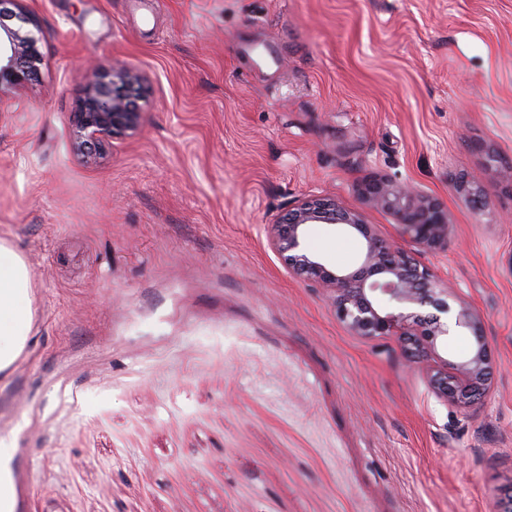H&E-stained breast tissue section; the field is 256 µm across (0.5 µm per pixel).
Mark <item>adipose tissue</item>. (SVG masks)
Here are the masks:
<instances>
[{"mask_svg": "<svg viewBox=\"0 0 512 512\" xmlns=\"http://www.w3.org/2000/svg\"><path fill=\"white\" fill-rule=\"evenodd\" d=\"M34 323L26 262L10 243L0 240V377L9 376L26 352Z\"/></svg>", "mask_w": 512, "mask_h": 512, "instance_id": "adipose-tissue-1", "label": "adipose tissue"}]
</instances>
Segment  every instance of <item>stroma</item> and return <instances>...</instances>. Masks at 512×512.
Here are the masks:
<instances>
[{"label":"stroma","mask_w":512,"mask_h":512,"mask_svg":"<svg viewBox=\"0 0 512 512\" xmlns=\"http://www.w3.org/2000/svg\"><path fill=\"white\" fill-rule=\"evenodd\" d=\"M35 76L0 93V238L34 338L0 382L15 512H496L512 485V0H27ZM145 78L97 164L93 65ZM380 175L439 201L423 261L479 314L464 416L397 339L350 333L267 243ZM479 178L482 204L461 181ZM350 266L360 243L311 225ZM83 96L73 115L72 148L86 163H96L102 143L124 137L142 125L143 112L126 91L142 80L127 65H112L102 77L85 75Z\"/></svg>","instance_id":"1"}]
</instances>
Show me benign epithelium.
I'll list each match as a JSON object with an SVG mask.
<instances>
[{
	"instance_id": "1",
	"label": "benign epithelium",
	"mask_w": 512,
	"mask_h": 512,
	"mask_svg": "<svg viewBox=\"0 0 512 512\" xmlns=\"http://www.w3.org/2000/svg\"><path fill=\"white\" fill-rule=\"evenodd\" d=\"M0 9V91L29 79L39 59L38 27L24 0ZM142 80L127 65H113L102 77L84 76L83 96L73 115L72 148L87 163L99 159L102 143L124 137L142 125L143 113L127 90ZM366 208L392 217L400 244L366 223L360 209H347L331 198L305 199L276 224L268 244L288 270L302 275L322 293L336 318L353 335L368 339L396 337L406 359L419 373L428 394L461 414L477 410L489 394L493 359L479 315L421 261L448 247L452 225L440 203L407 184L372 176L358 187ZM312 224L338 226L360 241L356 268L333 267L312 250ZM471 332L468 354L451 361L441 354L448 344V314Z\"/></svg>"
}]
</instances>
